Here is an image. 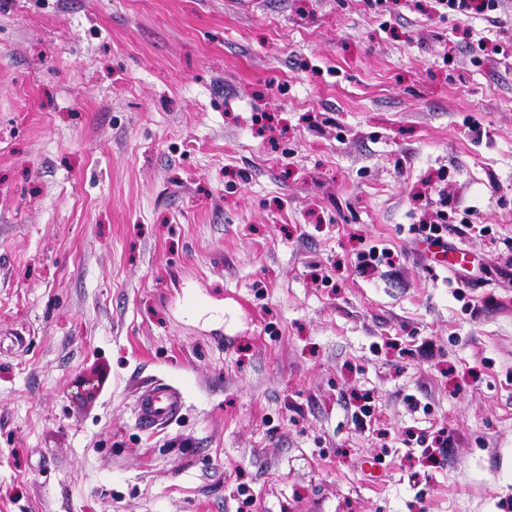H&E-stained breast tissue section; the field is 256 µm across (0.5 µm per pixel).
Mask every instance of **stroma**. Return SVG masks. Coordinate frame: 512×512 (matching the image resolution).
Masks as SVG:
<instances>
[{"label": "stroma", "mask_w": 512, "mask_h": 512, "mask_svg": "<svg viewBox=\"0 0 512 512\" xmlns=\"http://www.w3.org/2000/svg\"><path fill=\"white\" fill-rule=\"evenodd\" d=\"M240 2L0 0V512H512V10ZM414 230L431 245L441 247L442 251L448 250L447 224H421ZM185 406L184 392L170 384L158 382L139 393L136 399V423L151 430L169 423Z\"/></svg>", "instance_id": "stroma-1"}]
</instances>
